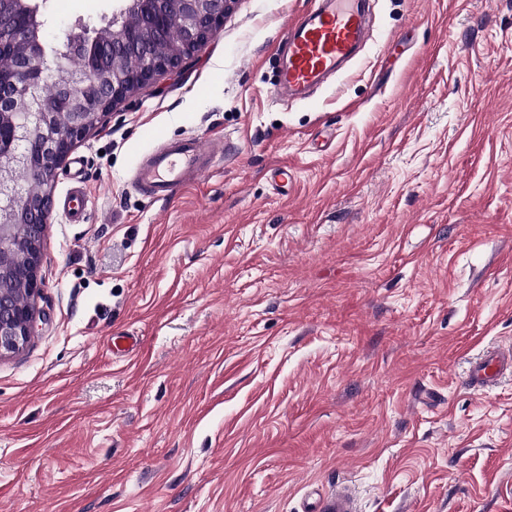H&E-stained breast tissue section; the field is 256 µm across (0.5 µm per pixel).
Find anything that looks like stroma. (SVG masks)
Returning <instances> with one entry per match:
<instances>
[{
  "label": "stroma",
  "mask_w": 512,
  "mask_h": 512,
  "mask_svg": "<svg viewBox=\"0 0 512 512\" xmlns=\"http://www.w3.org/2000/svg\"><path fill=\"white\" fill-rule=\"evenodd\" d=\"M35 2L50 46L121 7ZM312 5L235 0L63 162L46 318L0 359V512H301L343 484L358 512H512V377L465 384L512 343V0H373L388 49L286 103L271 47ZM217 134L233 156L178 199L133 187Z\"/></svg>",
  "instance_id": "stroma-1"
}]
</instances>
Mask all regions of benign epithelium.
Returning a JSON list of instances; mask_svg holds the SVG:
<instances>
[{
  "instance_id": "obj_1",
  "label": "benign epithelium",
  "mask_w": 512,
  "mask_h": 512,
  "mask_svg": "<svg viewBox=\"0 0 512 512\" xmlns=\"http://www.w3.org/2000/svg\"><path fill=\"white\" fill-rule=\"evenodd\" d=\"M120 16L48 49L44 21L29 0H0V52L14 53L13 68L0 74V252L17 257L0 265V358L22 352L43 317L41 249L58 170L74 146L113 106L157 75L178 69L212 38L235 0H180L179 46L167 57L154 53L166 37L169 16L160 0H125ZM134 11L139 27L126 25ZM133 69L126 68L130 59ZM25 170L44 184L32 201L13 186ZM25 296V302L19 296Z\"/></svg>"
}]
</instances>
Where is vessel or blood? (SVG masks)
I'll return each mask as SVG.
<instances>
[{"label": "vessel or blood", "instance_id": "1", "mask_svg": "<svg viewBox=\"0 0 512 512\" xmlns=\"http://www.w3.org/2000/svg\"><path fill=\"white\" fill-rule=\"evenodd\" d=\"M371 31L365 0H316L315 6L291 22L276 41L278 93L305 95L333 75ZM226 151L223 138L195 137L169 142L136 167L134 183L150 199L173 201L178 194L207 175L217 156ZM512 374V350L505 349L476 363L467 376L471 389L482 390L503 375ZM303 512H355L345 488L314 502Z\"/></svg>", "mask_w": 512, "mask_h": 512}]
</instances>
